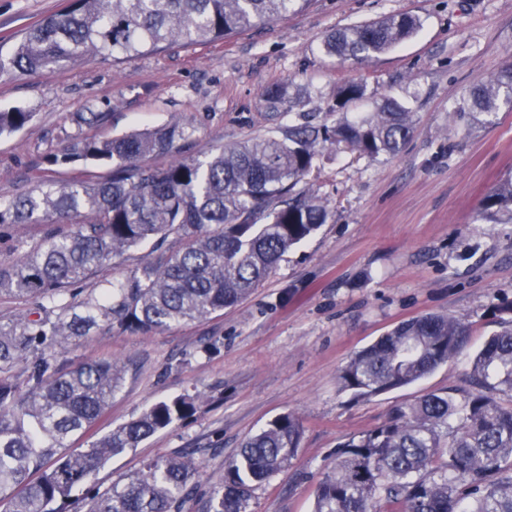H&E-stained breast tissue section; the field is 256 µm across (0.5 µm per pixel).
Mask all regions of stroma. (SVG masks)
<instances>
[{
    "label": "stroma",
    "instance_id": "1",
    "mask_svg": "<svg viewBox=\"0 0 512 512\" xmlns=\"http://www.w3.org/2000/svg\"><path fill=\"white\" fill-rule=\"evenodd\" d=\"M65 0H0V41L58 12ZM394 14L419 17L413 38L374 59L324 54L327 34ZM512 64V0H310L297 12L232 38L175 45L112 64L89 59L63 71L0 76V110L33 121L0 137V199L37 181L64 183L75 165L48 155L75 135L114 136L180 122L188 151L204 157L265 133L264 90L285 83L311 112L336 108L342 85H363L362 111L391 95L413 110L416 130L400 153L367 158L329 146L307 184L331 217L278 262L237 305L152 333L112 332L71 343L69 368L90 360L127 367L95 429L104 434L152 403L189 393L195 412L113 457L100 487L143 460L184 455L198 469L203 506L241 441L284 413L303 434L288 470L252 488L247 512H312L314 491L346 439L381 425L394 406L468 384L471 360L512 302V220L484 219L485 198L512 180V109L489 119L460 106L477 81ZM105 113L94 127L72 116ZM426 314L468 323L467 347L418 382L352 399L340 369L399 323Z\"/></svg>",
    "mask_w": 512,
    "mask_h": 512
}]
</instances>
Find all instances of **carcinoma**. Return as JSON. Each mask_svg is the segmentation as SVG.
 Returning <instances> with one entry per match:
<instances>
[{
  "label": "carcinoma",
  "instance_id": "1",
  "mask_svg": "<svg viewBox=\"0 0 512 512\" xmlns=\"http://www.w3.org/2000/svg\"><path fill=\"white\" fill-rule=\"evenodd\" d=\"M307 0H69L0 48V74L56 72L95 58L120 63L174 44L224 40L286 17ZM421 27L412 15L345 28L327 36L329 56L364 60L385 54ZM350 83L336 97V120L315 122L288 86L264 93L273 129L204 160L178 158L147 167V156L190 148L178 123L107 138L76 135L51 164L108 166L107 176L44 184L0 200V229L47 223L37 245L0 262V293L32 308L0 320V512H65L83 488L82 512H183L196 493V468L161 456L101 488L98 470L113 456L191 416L196 397L160 400L83 448L120 389L124 366L82 363L68 371L57 355L97 333L151 332L205 319L248 297L295 245L329 219L315 193L299 187L326 145L375 158L401 151L416 129L414 113L386 97L352 119L340 112L362 100ZM512 106V65L475 83L465 109L482 115ZM294 120L282 124L285 116ZM34 113L0 111V135ZM489 216L512 215V181L485 199ZM182 243L172 251L169 238ZM134 270L100 293L85 282L102 266L142 247ZM468 325L453 316L404 321L354 355L339 371L342 389L366 398L408 386L464 347ZM469 389L428 393L393 409L380 426L340 445L317 487L313 512H512V318L471 362ZM292 413L245 438L224 462V478L206 512H246L254 483L288 469L302 438Z\"/></svg>",
  "mask_w": 512,
  "mask_h": 512
}]
</instances>
